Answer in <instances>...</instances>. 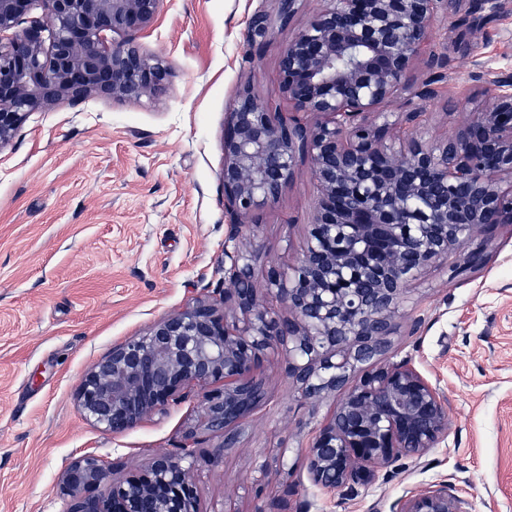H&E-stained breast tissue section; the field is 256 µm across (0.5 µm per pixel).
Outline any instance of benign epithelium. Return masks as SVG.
Returning <instances> with one entry per match:
<instances>
[{
    "instance_id": "1",
    "label": "benign epithelium",
    "mask_w": 512,
    "mask_h": 512,
    "mask_svg": "<svg viewBox=\"0 0 512 512\" xmlns=\"http://www.w3.org/2000/svg\"><path fill=\"white\" fill-rule=\"evenodd\" d=\"M305 0H276L275 14L255 12L244 31L265 45L290 26ZM307 24L279 51L280 90L294 114L258 105L251 86L238 92L224 127V205L232 219L224 274L236 287L221 303L197 300L112 348L84 375L83 415L117 434L164 411L178 394L224 382L204 394L203 422L234 448L233 425L264 404L254 376L262 358L287 360L306 398L341 393L333 417L305 450L314 482L330 490L368 485L377 471L419 459L448 432L440 388L408 360L388 357L406 284L448 262L476 226L512 224V74H473L485 102L454 104L455 138H418L426 112L441 99L448 31L455 46L512 9L509 0H318ZM163 0H0V151L27 115L87 97L157 98L170 68L147 53L139 35L153 27ZM42 17L14 29L35 6ZM448 23L428 76H413ZM402 103L389 120L387 107ZM321 121L309 125L296 114ZM310 159L320 197L307 246L293 274L266 262L261 249L230 246L244 224ZM195 451L157 455L116 482L104 460L84 456L64 472L69 512H198ZM395 512H459L448 485L410 492Z\"/></svg>"
}]
</instances>
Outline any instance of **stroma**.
Instances as JSON below:
<instances>
[{
    "mask_svg": "<svg viewBox=\"0 0 512 512\" xmlns=\"http://www.w3.org/2000/svg\"><path fill=\"white\" fill-rule=\"evenodd\" d=\"M273 4L164 0L140 37L170 66L164 95L31 113L0 150V512H67L61 477L74 460L105 456L122 478L130 464L187 441L199 512H392L406 493L441 483L460 512H512V225L475 229L480 265L410 283L390 354L444 391L450 426L436 448L380 471L372 484L314 485L304 451L336 399L301 397L280 360L258 370L270 401L239 422L233 448L198 428V392L119 434L79 409L84 374L114 345L224 286L227 114L246 82L259 105L287 108L278 49L317 6L308 0L275 43L247 45L248 19ZM493 27L486 40L449 49V101L469 95L474 66L512 70V12ZM316 202L305 160L239 246L292 267ZM280 448L286 473L277 470ZM262 464L277 498L255 493Z\"/></svg>",
    "mask_w": 512,
    "mask_h": 512,
    "instance_id": "stroma-1",
    "label": "stroma"
}]
</instances>
